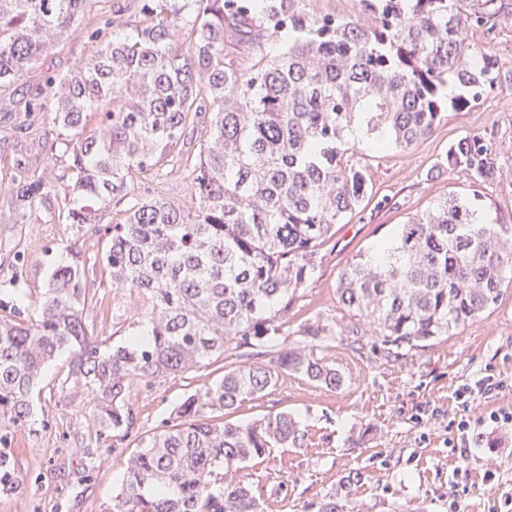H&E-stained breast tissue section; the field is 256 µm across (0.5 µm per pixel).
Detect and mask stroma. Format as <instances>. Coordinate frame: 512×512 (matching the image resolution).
<instances>
[{"instance_id":"1","label":"stroma","mask_w":512,"mask_h":512,"mask_svg":"<svg viewBox=\"0 0 512 512\" xmlns=\"http://www.w3.org/2000/svg\"><path fill=\"white\" fill-rule=\"evenodd\" d=\"M117 3L92 0L79 32L32 65L21 86L0 87V291L23 280L30 316L37 313L50 271L66 258L72 230L58 219L62 195L35 204L19 224L4 187L18 158H25L31 175L50 183L63 173L67 158L54 113H32L30 128L20 129L11 104L44 94L51 78L92 55L96 44L87 34L106 20H113L117 32L136 24L137 14L118 12ZM467 4L483 18L471 29V41L490 47L497 60L494 86L473 107L445 111L434 132L406 150L354 154L369 173L371 200L337 225L316 255L311 283L288 324L291 340H302L308 318H342L336 286L352 259L448 192L476 194L487 222L512 224V0ZM469 132L492 142L495 180L472 188L454 174L430 178L437 158ZM87 277L92 297L83 318L105 350L128 335L130 299L113 289L102 267H89ZM315 351L341 372L340 388L283 375L228 416L245 424L288 411L308 433L300 447L244 468L264 512H308L331 495L343 512H512V429L490 420L512 414V287L458 334L399 357L368 339L354 350L343 336ZM68 363L64 351L45 367L35 397L40 421L14 434L15 457L28 481L20 493L0 497V512H110L140 438L173 416L189 395L205 396L223 365L218 359L138 389L132 399L135 425L119 439L97 437L83 390L63 383ZM462 419L470 423L464 435L457 430ZM282 479L287 488L280 492Z\"/></svg>"}]
</instances>
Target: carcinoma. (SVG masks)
Segmentation results:
<instances>
[{
  "mask_svg": "<svg viewBox=\"0 0 512 512\" xmlns=\"http://www.w3.org/2000/svg\"><path fill=\"white\" fill-rule=\"evenodd\" d=\"M91 0H0V85L80 28ZM464 0H358L349 17L305 0H136L141 19L99 43L94 55L57 75L49 111L67 132L68 175L9 187L18 219L61 192L58 219L83 236L100 232L97 263L112 288L135 297L140 319L102 355L83 319L85 260L68 245L37 316L0 297V495L24 478L12 448L16 429L35 423L34 388L45 363L70 350L64 383L87 390L99 434L128 436L139 385L235 361L206 397H187L175 417L139 440L124 493L112 512H263L244 464L307 436L288 412L235 424L227 415L300 373L330 389L342 375L288 342V312L310 285L313 258L369 195L365 168L348 151L408 149L429 136L446 106L473 107L497 79V61L466 37ZM288 44L267 58L282 32ZM231 36L245 49L224 54ZM463 93L453 99L445 88ZM209 115L208 125L201 118ZM196 154L177 150L190 135ZM190 172L194 197L176 204L145 189L165 169ZM472 186L497 170L485 137L468 133L429 170ZM512 271V224H488L454 191L397 225L342 273L338 302L356 323L316 319L314 340L349 332L383 349L424 348L457 334L497 305Z\"/></svg>",
  "mask_w": 512,
  "mask_h": 512,
  "instance_id": "1",
  "label": "carcinoma"
}]
</instances>
